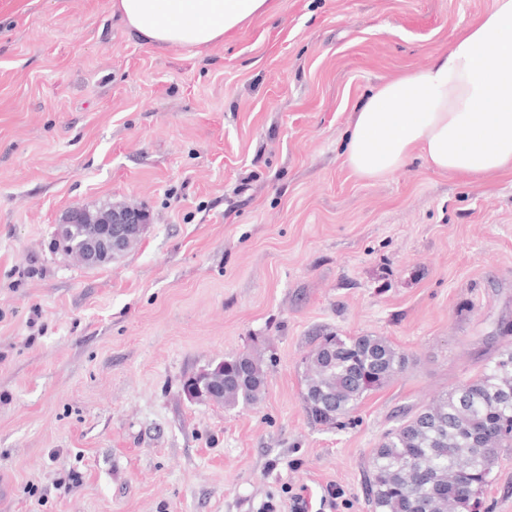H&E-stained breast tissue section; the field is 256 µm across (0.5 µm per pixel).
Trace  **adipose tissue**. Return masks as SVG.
<instances>
[{
	"mask_svg": "<svg viewBox=\"0 0 512 512\" xmlns=\"http://www.w3.org/2000/svg\"><path fill=\"white\" fill-rule=\"evenodd\" d=\"M149 44L205 47L265 13L268 0H113ZM420 156L459 178L512 176V0H495L422 70L375 88L352 114L349 170L382 180Z\"/></svg>",
	"mask_w": 512,
	"mask_h": 512,
	"instance_id": "ef3b65f1",
	"label": "adipose tissue"
}]
</instances>
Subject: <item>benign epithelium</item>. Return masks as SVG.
Here are the masks:
<instances>
[{"mask_svg": "<svg viewBox=\"0 0 512 512\" xmlns=\"http://www.w3.org/2000/svg\"><path fill=\"white\" fill-rule=\"evenodd\" d=\"M74 224H95L100 232L83 241L81 253L86 264L97 266L124 253L128 244L141 237L147 228V214L139 207L115 205L96 213L75 208L58 226L57 241L64 243Z\"/></svg>", "mask_w": 512, "mask_h": 512, "instance_id": "7a95c632", "label": "benign epithelium"}]
</instances>
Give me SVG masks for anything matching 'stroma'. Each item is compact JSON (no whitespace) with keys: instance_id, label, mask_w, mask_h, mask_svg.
Wrapping results in <instances>:
<instances>
[{"instance_id":"1","label":"stroma","mask_w":512,"mask_h":512,"mask_svg":"<svg viewBox=\"0 0 512 512\" xmlns=\"http://www.w3.org/2000/svg\"><path fill=\"white\" fill-rule=\"evenodd\" d=\"M270 5L190 50L112 0H0V512H263L333 486L371 512L383 434L512 346V178L344 163L354 108L494 0ZM120 203L149 215L122 257L55 250L69 209ZM329 333L408 358L335 427L301 398ZM253 350L257 405L183 394ZM483 503L512 512V448Z\"/></svg>"}]
</instances>
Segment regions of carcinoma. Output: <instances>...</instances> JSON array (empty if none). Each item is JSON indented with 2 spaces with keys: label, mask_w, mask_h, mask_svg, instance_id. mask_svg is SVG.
<instances>
[{
  "label": "carcinoma",
  "mask_w": 512,
  "mask_h": 512,
  "mask_svg": "<svg viewBox=\"0 0 512 512\" xmlns=\"http://www.w3.org/2000/svg\"><path fill=\"white\" fill-rule=\"evenodd\" d=\"M336 345L333 360L323 357ZM228 409L257 404L267 385L252 353L224 358ZM302 399L311 419L336 425L368 392L385 385L406 356L380 336H324L303 361ZM512 448V350L434 405L401 419L373 451L367 475L372 512H475L471 490L488 485L500 452Z\"/></svg>",
  "instance_id": "cac0c4a2"
}]
</instances>
